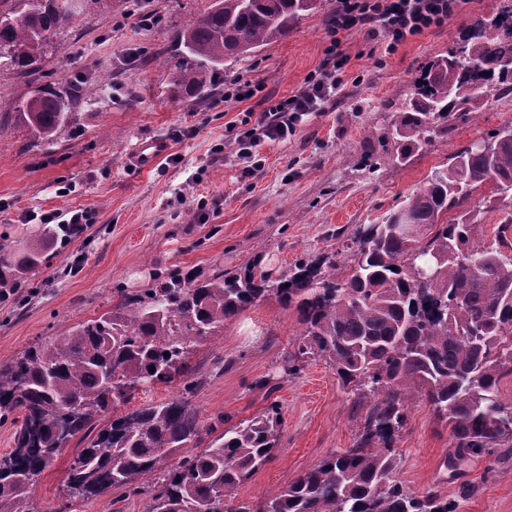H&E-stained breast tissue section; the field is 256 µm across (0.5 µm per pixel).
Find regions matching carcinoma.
Instances as JSON below:
<instances>
[{"label": "carcinoma", "instance_id": "obj_1", "mask_svg": "<svg viewBox=\"0 0 512 512\" xmlns=\"http://www.w3.org/2000/svg\"><path fill=\"white\" fill-rule=\"evenodd\" d=\"M12 2L0 9V67L29 70L86 0ZM318 4L217 0L175 33V89L202 95L207 68L285 37ZM502 91L512 93V0L473 20L448 53L423 67L414 96L377 136L382 153L402 163L426 151ZM77 99L68 89H38L15 101V114L51 142L71 123ZM511 129L482 138L494 144L490 152L475 142L454 152L381 223L359 226L345 253L298 262L278 278L254 262L204 279L173 275L0 364V424L16 426L13 448L0 457V512H34L31 487L75 437L84 446L68 467L73 497L148 492L153 512H459L478 486L463 484L454 497L407 492L395 478V443L417 397L448 424V468L470 458L512 459V405L500 400L501 380L512 377V255L501 235L475 240L473 198L486 183L512 193V141L504 140ZM68 239L66 224L42 225L19 248L0 238V284L31 272L49 246ZM269 295L295 308L302 324L292 361L324 357L369 405L352 447L253 507L237 501L236 490L271 459L281 409L272 404L214 435L192 404L197 381L187 360L224 321ZM178 377L187 378L180 395L99 427L135 389Z\"/></svg>", "mask_w": 512, "mask_h": 512}]
</instances>
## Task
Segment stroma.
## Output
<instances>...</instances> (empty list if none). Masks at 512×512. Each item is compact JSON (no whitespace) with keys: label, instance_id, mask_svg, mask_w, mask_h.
<instances>
[{"label":"stroma","instance_id":"obj_1","mask_svg":"<svg viewBox=\"0 0 512 512\" xmlns=\"http://www.w3.org/2000/svg\"><path fill=\"white\" fill-rule=\"evenodd\" d=\"M214 0H87L80 20L58 34L31 71L0 70V236L22 246L38 227L30 212H88L83 232L48 250L39 267L0 300V362L69 325L111 309L119 294L139 295L173 274L207 277L256 262L276 277L295 262H317L345 250L357 225L376 224L457 150L512 123V93L495 94L482 111L403 165L381 159L366 166L369 129L385 128L413 91L426 63L443 54L478 16L501 0H469L441 27L393 51L350 31L342 38L348 63L335 100L306 116L285 141H264V166L243 175L236 134L247 113L269 98H285L326 61L333 0L304 16L280 40L226 59L208 76V92L178 97L167 60L173 35L206 13ZM153 23H138L142 13ZM236 80L263 83L253 98L225 101ZM80 82L74 119L56 141L36 139L14 117L12 103L36 89ZM162 139L168 151L148 170L132 164L141 142ZM487 199L478 239L504 232L512 243V198ZM302 326L295 309L268 296L226 320L195 348L189 366L201 377L192 399L202 420L231 427L278 404L284 419L279 448L236 490L251 505L277 493L319 461L357 441L366 400L342 388L334 368L314 357L292 369ZM396 477L413 494L430 488L455 495L474 483L479 492L460 512H512V463L488 473L485 459L450 471L448 428L427 402L415 399L396 442ZM79 441L48 467L31 489L36 512H56L66 492V467ZM147 496L112 490L73 499L71 512H151Z\"/></svg>","mask_w":512,"mask_h":512}]
</instances>
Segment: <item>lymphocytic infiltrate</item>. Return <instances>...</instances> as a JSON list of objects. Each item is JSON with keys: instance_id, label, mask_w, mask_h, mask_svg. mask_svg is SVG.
Segmentation results:
<instances>
[{"instance_id": "f902f5d3", "label": "lymphocytic infiltrate", "mask_w": 512, "mask_h": 512, "mask_svg": "<svg viewBox=\"0 0 512 512\" xmlns=\"http://www.w3.org/2000/svg\"><path fill=\"white\" fill-rule=\"evenodd\" d=\"M466 0H335L328 34L326 63L311 74L294 95L276 100L249 126L236 135L238 156L244 173L259 169L262 160L255 149L261 142L286 140L295 133L304 116L321 111L335 98L340 74L348 58L343 52L341 34L355 30L395 47L421 34L425 29L440 27L457 15Z\"/></svg>"}]
</instances>
